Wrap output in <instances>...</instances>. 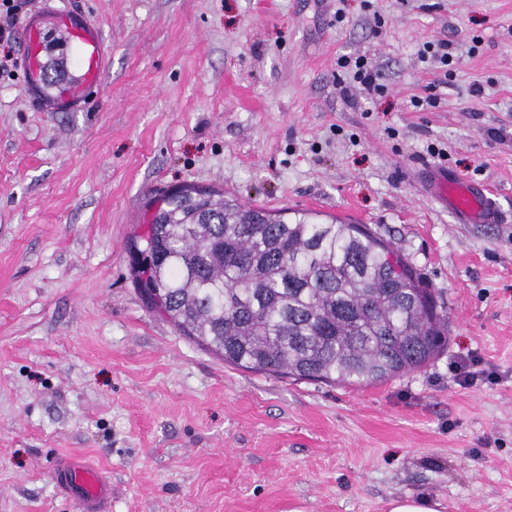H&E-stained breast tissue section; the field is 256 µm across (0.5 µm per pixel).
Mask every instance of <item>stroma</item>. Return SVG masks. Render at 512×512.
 <instances>
[{"label":"stroma","mask_w":512,"mask_h":512,"mask_svg":"<svg viewBox=\"0 0 512 512\" xmlns=\"http://www.w3.org/2000/svg\"><path fill=\"white\" fill-rule=\"evenodd\" d=\"M15 2L0 43V512H76L50 478L71 454L105 471L112 512H387L406 493L512 512V0ZM49 2L106 42L94 102L62 100V81L28 89L25 21ZM434 40L463 61L453 79L417 61ZM344 54L387 94H342ZM438 167L490 182L504 223H456L421 181ZM185 186L369 225L431 290L447 342L362 387L224 363L149 309L131 271L130 239ZM471 353L495 380L458 385ZM337 65L341 69L354 67V81L358 82L367 93L384 94L386 92L385 79L382 73L376 69L366 57H356L354 65L347 56H341L337 59Z\"/></svg>","instance_id":"stroma-1"}]
</instances>
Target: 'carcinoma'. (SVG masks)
<instances>
[{"label": "carcinoma", "mask_w": 512, "mask_h": 512, "mask_svg": "<svg viewBox=\"0 0 512 512\" xmlns=\"http://www.w3.org/2000/svg\"><path fill=\"white\" fill-rule=\"evenodd\" d=\"M130 242L157 313L250 371L328 383L383 382L421 368L447 317L391 245L362 224L289 222L220 191L183 187Z\"/></svg>", "instance_id": "carcinoma-1"}]
</instances>
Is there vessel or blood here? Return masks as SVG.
Wrapping results in <instances>:
<instances>
[{"mask_svg":"<svg viewBox=\"0 0 512 512\" xmlns=\"http://www.w3.org/2000/svg\"><path fill=\"white\" fill-rule=\"evenodd\" d=\"M58 29L65 31L70 45L69 56L81 73L76 91L81 100L96 92L106 69L104 44L96 27L86 17L59 11L55 14ZM28 51L23 67L35 76L43 53V19L34 14L26 25ZM429 192L450 211L460 224H500L504 216L491 197L487 185L461 183L443 170L430 173L426 179ZM58 487L75 502L79 512H106L112 497L110 482L95 468L68 460L57 466Z\"/></svg>","mask_w":512,"mask_h":512,"instance_id":"vessel-or-blood-1","label":"vessel or blood"}]
</instances>
